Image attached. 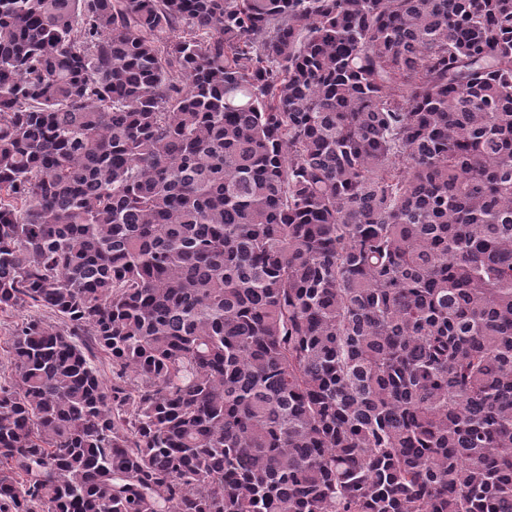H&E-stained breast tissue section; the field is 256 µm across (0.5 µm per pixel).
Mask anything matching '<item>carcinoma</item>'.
Masks as SVG:
<instances>
[{
  "instance_id": "carcinoma-1",
  "label": "carcinoma",
  "mask_w": 512,
  "mask_h": 512,
  "mask_svg": "<svg viewBox=\"0 0 512 512\" xmlns=\"http://www.w3.org/2000/svg\"><path fill=\"white\" fill-rule=\"evenodd\" d=\"M25 306L0 512H512V0H0Z\"/></svg>"
}]
</instances>
